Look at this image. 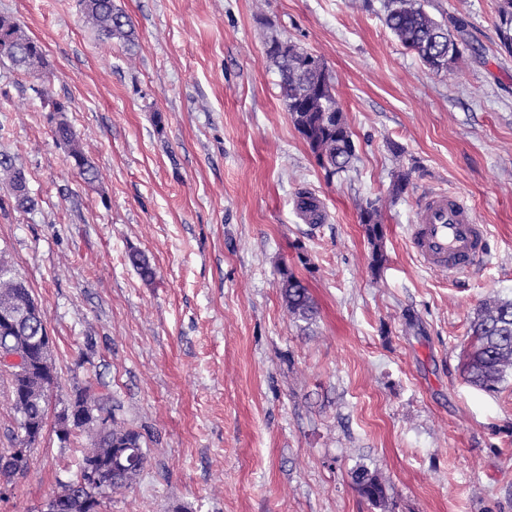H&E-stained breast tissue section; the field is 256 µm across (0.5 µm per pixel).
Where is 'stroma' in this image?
I'll use <instances>...</instances> for the list:
<instances>
[{
	"label": "stroma",
	"instance_id": "35a3bbf8",
	"mask_svg": "<svg viewBox=\"0 0 512 512\" xmlns=\"http://www.w3.org/2000/svg\"><path fill=\"white\" fill-rule=\"evenodd\" d=\"M134 44L102 41L77 0H0L44 48L0 63V150L26 161L31 210L0 185V249L42 306L57 412L92 381L143 432L148 463L102 512H512V375L469 385L470 322L512 297V53L498 0H426L465 61L435 73L385 24V0H114ZM289 36L335 75L352 168L326 178L295 129L265 43ZM47 89L42 99L39 89ZM99 180L52 136L48 100ZM409 183L397 198L394 173ZM318 197L305 222L299 192ZM456 191L488 231L467 276L425 268L407 227ZM386 200L369 269L360 206ZM156 268L143 281L131 250ZM318 306H282V270ZM81 457L53 426L0 512H40ZM378 475L386 507L357 491ZM51 106L56 107L58 112L57 121L53 129L56 140L68 148L73 166L77 169L82 179L88 184L95 183L99 178L98 170L88 159L73 127L65 115V112H68L67 106L57 101H51ZM353 481L359 493L371 500L376 506L387 501V490L380 478L367 467H360L353 473Z\"/></svg>",
	"mask_w": 512,
	"mask_h": 512
}]
</instances>
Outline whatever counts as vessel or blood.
I'll return each instance as SVG.
<instances>
[{"label": "vessel or blood", "mask_w": 512, "mask_h": 512, "mask_svg": "<svg viewBox=\"0 0 512 512\" xmlns=\"http://www.w3.org/2000/svg\"><path fill=\"white\" fill-rule=\"evenodd\" d=\"M408 243L425 268L464 276L488 256L486 232L460 195L431 193L419 203Z\"/></svg>", "instance_id": "b4317fda"}]
</instances>
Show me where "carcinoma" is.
Instances as JSON below:
<instances>
[{
  "label": "carcinoma",
  "instance_id": "carcinoma-1",
  "mask_svg": "<svg viewBox=\"0 0 512 512\" xmlns=\"http://www.w3.org/2000/svg\"><path fill=\"white\" fill-rule=\"evenodd\" d=\"M86 25L105 40L132 43L135 31L128 17L116 8L113 0H79ZM385 23L391 33L407 49L433 71L446 72L462 59L457 44L448 36L447 26L436 20L424 7V0H387ZM498 31L501 45L512 53V0H498ZM307 49L293 42L284 51L268 54L277 68L286 109L296 130L308 145L326 178L345 172L355 158L351 144L353 133L336 94L334 77L325 63L306 65L302 62ZM9 62L16 69L37 72L43 66L42 45L30 38L23 27L9 16L0 15V63ZM58 116L53 133L68 148L69 157L82 179L93 184L99 178L97 168L85 154L65 112L67 106L53 101ZM0 184L9 186L14 207L26 210L33 205L29 194L25 167L19 157L0 150ZM383 213L380 198L369 199L360 210L372 246L369 267L376 274L383 267ZM129 263L141 279L151 281L155 268L142 252L128 255ZM280 297L290 318L311 323L318 307L308 286L292 272H281ZM36 298L28 281L19 274L6 252L0 251V315L9 324L0 325V339L26 341L23 347L25 367L35 377L50 384L58 382L52 355H42L40 321L29 315ZM472 351L465 363L469 384L495 392L512 371V298L498 295L485 298L471 322ZM0 379L8 383L14 426L8 433L10 447L0 448V483H12L30 466V456L23 452V438L32 429L45 428L49 398L25 386V377L10 367H0ZM119 406L94 391L92 382L76 388L73 397L56 414L58 430L72 436L81 433L89 441L82 452L75 478L60 481L53 492L59 512H101L104 501L122 494L140 480L148 462L149 448L143 434L117 417ZM99 473L96 483L85 480L84 470ZM359 493L382 506L387 490L380 478L362 466L353 473Z\"/></svg>",
  "mask_w": 512,
  "mask_h": 512
}]
</instances>
